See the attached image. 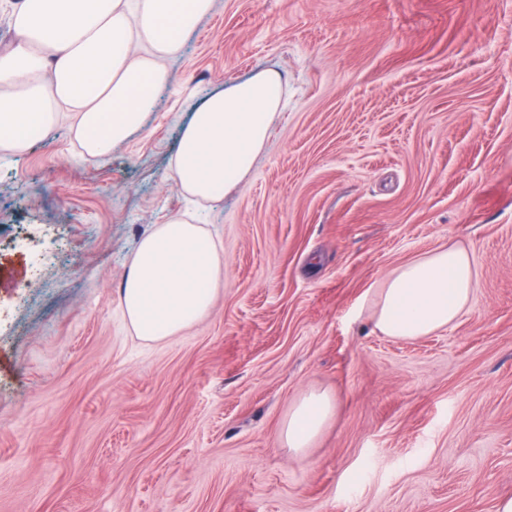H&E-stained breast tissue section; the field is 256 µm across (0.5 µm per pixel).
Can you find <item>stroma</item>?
I'll return each instance as SVG.
<instances>
[{
	"mask_svg": "<svg viewBox=\"0 0 512 512\" xmlns=\"http://www.w3.org/2000/svg\"><path fill=\"white\" fill-rule=\"evenodd\" d=\"M110 155L69 118L0 151V512H496L512 498V0H214ZM288 98L245 179L193 208L170 160L210 94ZM198 211L209 315L162 343L120 287ZM479 287L456 325L375 332L372 297L443 244ZM336 410L304 453L292 403Z\"/></svg>",
	"mask_w": 512,
	"mask_h": 512,
	"instance_id": "stroma-1",
	"label": "stroma"
}]
</instances>
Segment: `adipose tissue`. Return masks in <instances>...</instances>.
<instances>
[{
	"mask_svg": "<svg viewBox=\"0 0 512 512\" xmlns=\"http://www.w3.org/2000/svg\"><path fill=\"white\" fill-rule=\"evenodd\" d=\"M213 0H16L17 44L0 54V151L24 152L68 112L85 154L111 152L137 129L170 75L166 58L212 8ZM283 107L278 74L264 72L207 97L192 112L170 161L181 191L221 199L263 149ZM224 286L219 242L173 216L134 252L120 288L136 336L161 342L203 319ZM478 286L470 254L439 246L386 274L373 300L380 335L415 340L448 329L469 312ZM336 406L324 392L300 396L281 438L311 447Z\"/></svg>",
	"mask_w": 512,
	"mask_h": 512,
	"instance_id": "1",
	"label": "adipose tissue"
}]
</instances>
